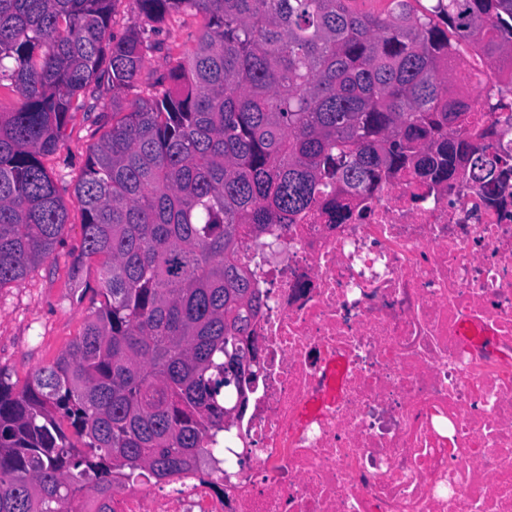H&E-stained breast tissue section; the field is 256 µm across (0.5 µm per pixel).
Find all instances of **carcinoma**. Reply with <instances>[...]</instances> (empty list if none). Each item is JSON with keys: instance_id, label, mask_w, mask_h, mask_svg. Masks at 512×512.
Returning <instances> with one entry per match:
<instances>
[{"instance_id": "1", "label": "carcinoma", "mask_w": 512, "mask_h": 512, "mask_svg": "<svg viewBox=\"0 0 512 512\" xmlns=\"http://www.w3.org/2000/svg\"><path fill=\"white\" fill-rule=\"evenodd\" d=\"M0 0V286L49 259L68 214L41 158L61 147L73 99L119 120L90 145L74 186L83 256L103 255V305L56 361L14 391L0 369V512H106L112 471L162 478L224 454L227 401L260 298L233 261L242 225L292 224L412 168L451 182L470 167L496 192L499 157L454 89L460 51L512 61V0ZM420 7L413 6V3ZM206 20L169 57V89L128 102L156 25ZM84 439L82 451L62 428ZM134 18V7L132 0H120L115 4L112 32L117 36H123L131 25Z\"/></svg>"}]
</instances>
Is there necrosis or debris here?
<instances>
[{"mask_svg": "<svg viewBox=\"0 0 512 512\" xmlns=\"http://www.w3.org/2000/svg\"><path fill=\"white\" fill-rule=\"evenodd\" d=\"M496 195L401 170L336 224L241 229L261 307L224 459L157 480L116 471L112 512H512V113L464 57Z\"/></svg>", "mask_w": 512, "mask_h": 512, "instance_id": "4bbe7bcc", "label": "necrosis or debris"}]
</instances>
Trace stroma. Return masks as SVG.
I'll return each mask as SVG.
<instances>
[{"label": "stroma", "mask_w": 512, "mask_h": 512, "mask_svg": "<svg viewBox=\"0 0 512 512\" xmlns=\"http://www.w3.org/2000/svg\"><path fill=\"white\" fill-rule=\"evenodd\" d=\"M204 25V17L192 12L174 14L160 24L155 36L160 48L145 59L143 84L165 73L168 56L191 51ZM111 126V113L77 109L70 114L61 149L43 159L62 188L68 230L50 259L24 280L0 288V367L9 373L15 391H22L36 369L53 364L81 336L88 316L103 301L98 283L103 259L81 257L83 210L73 188L89 146Z\"/></svg>", "instance_id": "1"}]
</instances>
